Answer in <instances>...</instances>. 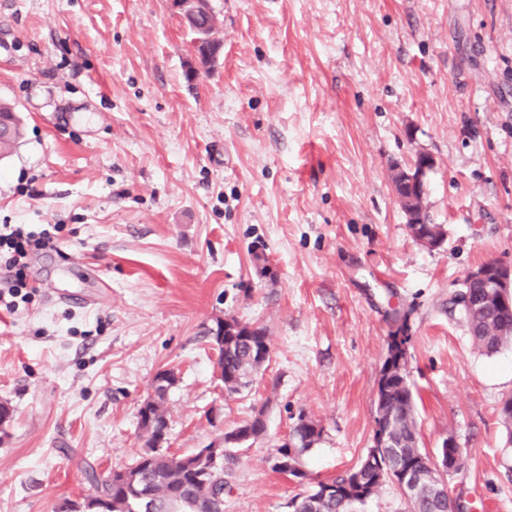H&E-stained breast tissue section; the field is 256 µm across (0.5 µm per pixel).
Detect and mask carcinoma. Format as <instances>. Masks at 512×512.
Returning <instances> with one entry per match:
<instances>
[{"mask_svg": "<svg viewBox=\"0 0 512 512\" xmlns=\"http://www.w3.org/2000/svg\"><path fill=\"white\" fill-rule=\"evenodd\" d=\"M21 129L15 108L0 103V159H8L17 148ZM472 305L459 307L474 345L487 355L498 352L512 342V319L502 320L495 299L484 288H471ZM225 324L238 331L236 336L224 337L220 348V363L224 364V390L229 394L240 392L247 377L270 358L271 346L266 330L234 316L224 317ZM380 404L376 414L389 428L392 448H372L360 466L340 476L328 486L333 492L323 495L324 484L294 502V512H302L308 499H319L317 512H349L354 504L364 503L386 479L399 470L411 467L422 473L430 472V459L418 446V425L415 418V399L409 380L405 349L388 341L387 356L378 379ZM168 388H155L151 416H139V427L145 438L144 450L134 464L126 468L131 480L120 484L109 477H99L96 470H86L87 479L100 496L121 500V512H212L209 499L196 485L197 473L185 467V456L155 448L152 442L168 427ZM264 429L261 416L236 429L233 439L256 437ZM322 428L312 420L300 418L293 433L292 445L276 449L287 461L274 470L292 477H301L300 457L319 441ZM146 486L153 492L151 507L141 508L135 487ZM410 512H448V498L440 497L430 478H425L415 494L407 498Z\"/></svg>", "mask_w": 512, "mask_h": 512, "instance_id": "carcinoma-1", "label": "carcinoma"}]
</instances>
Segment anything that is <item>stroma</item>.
Wrapping results in <instances>:
<instances>
[{
  "instance_id": "35a3bbf8",
  "label": "stroma",
  "mask_w": 512,
  "mask_h": 512,
  "mask_svg": "<svg viewBox=\"0 0 512 512\" xmlns=\"http://www.w3.org/2000/svg\"><path fill=\"white\" fill-rule=\"evenodd\" d=\"M198 65L170 0H0V100L24 138L0 163V225L55 234L0 309V512H56L142 452L165 368L171 452L262 415L224 449V512H293L372 447L388 314L408 316L419 446L462 451V512H512V344L487 356L453 309L466 274L512 263V0H212ZM433 157L412 237L392 169ZM263 250L273 277L259 276ZM266 328L239 394L210 330ZM322 429L302 477L274 471L298 416Z\"/></svg>"
}]
</instances>
